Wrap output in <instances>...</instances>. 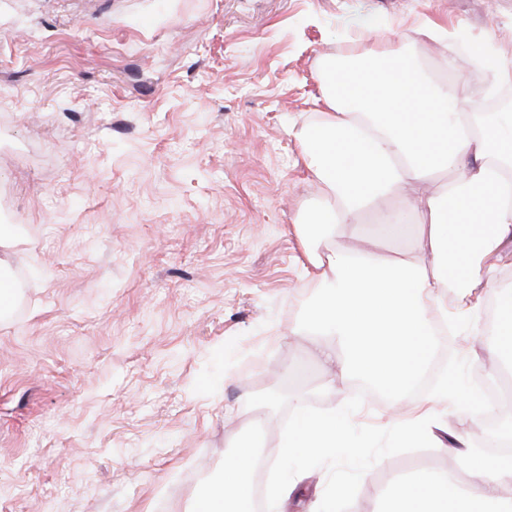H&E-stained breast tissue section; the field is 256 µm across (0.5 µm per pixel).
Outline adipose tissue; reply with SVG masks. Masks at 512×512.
Returning a JSON list of instances; mask_svg holds the SVG:
<instances>
[{
    "label": "adipose tissue",
    "instance_id": "ef3b65f1",
    "mask_svg": "<svg viewBox=\"0 0 512 512\" xmlns=\"http://www.w3.org/2000/svg\"><path fill=\"white\" fill-rule=\"evenodd\" d=\"M422 33L444 45L454 71L491 51L482 39L462 56L446 29L429 24ZM323 83L324 112L298 132L318 189L308 222L297 227L307 243L302 266L321 288L306 330L325 339L322 387L373 381L393 395L394 436L411 447L425 439L430 409L411 405L407 392L421 375L438 317L449 312L447 294L460 318L484 299L496 301L491 354L498 368H512V289L494 287L481 270L512 236V113L472 111L463 80L432 84L399 41L364 59H326ZM443 168L458 174L440 193L408 205L416 223L412 257L391 261L337 248L339 228L370 202L405 193ZM469 470L465 485L448 470L394 481L376 512H512L511 456H473Z\"/></svg>",
    "mask_w": 512,
    "mask_h": 512
}]
</instances>
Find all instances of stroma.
<instances>
[{
	"mask_svg": "<svg viewBox=\"0 0 512 512\" xmlns=\"http://www.w3.org/2000/svg\"><path fill=\"white\" fill-rule=\"evenodd\" d=\"M429 21L512 58V0H0V226L17 241L0 312V512H188L226 444L285 413L275 388L335 409L302 335L318 286L294 224L316 195L295 132L323 111L322 62L349 18ZM435 83L440 43L410 45ZM491 301L435 336L412 401L455 374L497 377ZM439 447L386 458L350 512L394 479L483 454L471 417L434 408ZM327 471L280 512H317Z\"/></svg>",
	"mask_w": 512,
	"mask_h": 512,
	"instance_id": "1",
	"label": "stroma"
}]
</instances>
